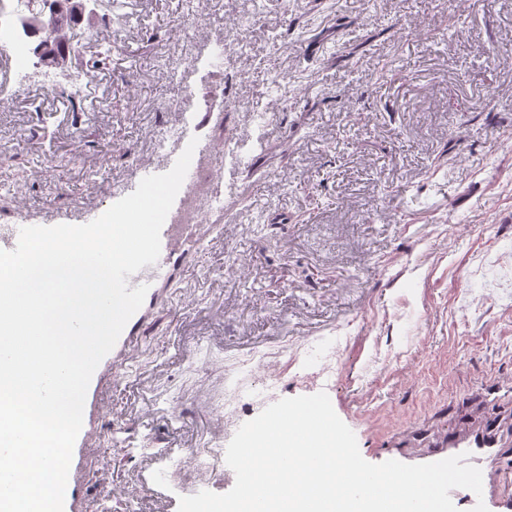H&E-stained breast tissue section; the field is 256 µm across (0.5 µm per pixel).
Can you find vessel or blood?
<instances>
[{
  "label": "vessel or blood",
  "instance_id": "obj_1",
  "mask_svg": "<svg viewBox=\"0 0 512 512\" xmlns=\"http://www.w3.org/2000/svg\"><path fill=\"white\" fill-rule=\"evenodd\" d=\"M201 227L197 224L176 223L174 216H167L160 233L161 252L155 264L144 266L139 272L129 276L130 287L147 285L148 292L141 308L124 327L113 349L102 359L96 368L86 394L83 426L74 445L68 482L65 491L64 512H83L81 505L87 489L82 473L101 457L100 442L95 431V422L101 418L106 405V391L115 381L117 374L125 372L132 357L142 348L139 329L152 316L156 308H161L173 299L187 301V292L167 289L159 292L158 284L166 279L170 264L176 255L181 254L188 242L199 240ZM195 439L163 440V450L157 454L144 455L142 464L147 476L141 485L142 490L155 496L157 512H168V501L162 488L169 474L164 466L171 455H179L183 464L194 465L197 451Z\"/></svg>",
  "mask_w": 512,
  "mask_h": 512
}]
</instances>
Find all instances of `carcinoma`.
<instances>
[{
    "label": "carcinoma",
    "mask_w": 512,
    "mask_h": 512,
    "mask_svg": "<svg viewBox=\"0 0 512 512\" xmlns=\"http://www.w3.org/2000/svg\"><path fill=\"white\" fill-rule=\"evenodd\" d=\"M50 12L57 20L58 26L51 39L37 43V47L41 48L38 55L39 63L55 68H83V62L73 54L68 44L67 33L85 15L92 14V11L87 9L84 0H50ZM379 78L389 84L401 82L404 80L403 69L387 62L381 66Z\"/></svg>",
    "instance_id": "obj_1"
}]
</instances>
